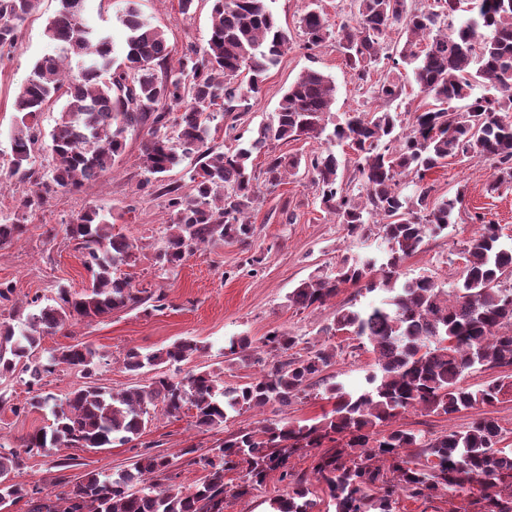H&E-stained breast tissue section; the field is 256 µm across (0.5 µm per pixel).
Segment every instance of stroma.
<instances>
[{"mask_svg":"<svg viewBox=\"0 0 512 512\" xmlns=\"http://www.w3.org/2000/svg\"><path fill=\"white\" fill-rule=\"evenodd\" d=\"M138 2L143 14L164 32L173 56L205 45L212 0H195L193 11L187 14L181 12L178 0ZM310 2L271 0L270 8L287 31L290 47L268 71L244 118L245 126L254 128L268 121L288 87L309 68L321 70L333 79L334 113L376 107L371 84L389 74L390 61L381 60L371 73V83L362 85L352 78L335 41L306 49L299 22ZM58 9L59 0H40L37 10L19 26L15 48L0 55V172L8 169L10 138L21 126L22 115L14 107L16 91L38 60L57 51L46 35V26ZM61 109V104H52L38 117L41 135L30 161V179L13 177L0 185V219L26 227L19 240L0 246V282H10L15 287L10 301L0 303V315L10 317L19 334L27 326V314L49 304L59 288L81 292L89 287L82 254L75 241L67 240L65 226L90 206L111 215L116 231L125 234L134 245L133 265L119 267L118 275L130 277L137 287L163 295L165 306L159 311L118 310L103 318L66 325L45 337L35 353L38 360H47L52 350L63 346L91 344L99 354L95 367L98 386L118 391L145 381L144 376L125 370L124 358L129 349L147 354L177 340L192 339L200 345V352L191 360L162 365V372L182 377L192 371L214 370L221 372L225 386L235 387L270 369L274 359L264 353L259 359L246 362L228 360L226 352L231 341L242 336L256 340L278 329L297 336L303 348L335 347L336 362L329 367V374L348 388L364 386L366 375L373 369L372 354L352 349L347 335L327 336L322 328L332 322L339 307L366 308L378 300V293H359L346 287L323 307L305 311L290 306L288 293L308 275L335 273L344 258L382 253L386 243L380 234L347 237L335 215L322 208L311 179L300 173L287 177L275 192L265 193L252 213L256 233L250 247L215 239L181 265L160 269L155 255L165 243L173 216L165 197L140 187L144 179L140 155L145 129L127 133L125 148L116 157L111 174L69 192L46 184L52 167L50 134ZM494 176L491 161L476 158L449 161L430 174L435 185L433 200L459 195L463 201L447 234L426 239L418 253L403 261V277L430 275L443 288L453 289L463 268V245L476 229L471 221L474 213H483L486 220L499 224L504 234L512 236V184L489 191ZM37 189L43 192L44 204L33 210L25 208L24 199ZM27 379V374L19 370L0 375V394L7 399L0 406V444L8 448L20 447L27 434L49 428L53 422L47 408L13 413V406L22 405L27 397ZM477 415L474 409L451 416L413 410L404 415L401 423L405 428L438 436L464 429ZM274 416V408L269 405L260 412L247 411L228 425L204 430L196 427L192 407H184L173 416L158 408L134 444L56 448L47 455L34 454L26 457L14 480L29 487L39 486L45 494L55 497L69 491L86 473L106 476L129 466L135 452L150 444L155 451L173 458V483L189 489L205 475L201 456L207 455L229 432L256 426L258 421ZM68 457L76 458L77 466L59 468V461ZM238 483L236 473L225 475L224 512H268L270 499L288 492L287 482L276 473L246 496L237 495Z\"/></svg>","mask_w":512,"mask_h":512,"instance_id":"35a3bbf8","label":"stroma"}]
</instances>
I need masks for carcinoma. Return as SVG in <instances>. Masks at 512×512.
Returning a JSON list of instances; mask_svg holds the SVG:
<instances>
[{"instance_id":"1","label":"carcinoma","mask_w":512,"mask_h":512,"mask_svg":"<svg viewBox=\"0 0 512 512\" xmlns=\"http://www.w3.org/2000/svg\"><path fill=\"white\" fill-rule=\"evenodd\" d=\"M40 0H0V50L16 45L21 22ZM60 9L46 34L60 48L57 56L37 61L19 87L16 111L31 122L11 139L10 173L24 179L23 165L38 142L37 117L60 99L65 104L50 135L53 166L48 178L57 187L78 190L112 170L131 128H147L141 168L144 186L160 184L175 219L156 256L160 268L180 264L213 239L250 245L255 234L250 214L260 203V188L271 192L284 174L300 167L312 175L320 204L336 215L349 236H364L379 227L387 249L378 255L344 259L336 275L311 274L288 294L290 305L318 309L350 285L381 298L367 310L341 307L326 336L346 332L354 349L374 355L367 387L350 391L328 382L324 372L336 353L327 348L295 351L296 337L274 329L259 345L244 336L229 347L242 362L259 351L277 356L272 368L236 387H225L213 371L192 372L180 380L164 373L147 383L118 392L87 385L57 403L37 388L41 371L57 365L94 376L97 352L83 343L57 350L48 367H25L30 397L14 412L52 406L51 431L30 433L20 452L0 451V504L27 499L28 512H223L224 475L241 473L237 494L245 495L277 472L289 481L286 498L270 500L268 512H313L317 501L306 479L288 469L289 457L306 448L332 446L313 456L312 474L329 497L334 512H393L396 496L430 498L444 491L448 502L469 487L478 495L463 510L448 512H512V448L501 447L503 429L492 416L475 418L464 430L429 437L397 422L409 411L423 409L451 416L463 410L493 406L512 393V379L501 377L472 385L473 373L512 367V238L499 225L485 222L463 251V275L448 292L428 275L400 279L398 269L418 252L425 238L438 236L455 223L461 196L430 204L435 191L427 176L459 156L489 159L495 168L490 185L512 182V0H470V16L452 28L448 16L462 0H437L440 10L412 6L410 0H353L355 22L337 29L323 11L311 8L300 18L306 48L313 50L336 38L351 76L370 79L383 44L392 31L403 38L392 57L393 68L411 66L416 83L432 102L415 108L402 126L388 106L403 94L390 77L376 82L372 111L344 114L328 126L335 102L333 80L306 69L288 87L270 119L251 134L242 117L260 92L265 74L288 51V33L281 28L268 0H213L206 45L170 61L171 50L160 29L145 21L134 0L121 22L128 30L121 60H116L109 34L84 16V0H59ZM248 68L247 82L237 81ZM484 93L475 96V87ZM179 115L169 120L170 111ZM228 117L224 137L231 146L218 152L209 142V123ZM325 138L347 147L354 161L349 178L342 162L328 148L303 161L277 155L273 145L301 137ZM268 155L255 173L253 153ZM193 159L192 192L162 183V175L184 159ZM411 177L414 190L399 188ZM24 225L0 222V244L22 235ZM66 237L80 245L91 287L83 293L61 289L53 303L28 317L26 332L0 322V372H12L28 360L45 337L69 322L99 318L115 310L136 309L163 298L139 289L115 269L132 262L133 245L95 208L66 225ZM454 338L453 349L443 341ZM200 351L193 340H178L149 354L132 348L125 368L135 375L149 367L180 363ZM325 387L334 408L312 423L267 421L259 428L230 433L211 454L200 458L207 474L191 490L172 484V459L141 453L130 466L109 476L89 473L65 497L41 496L13 481L23 454L48 448H109L136 440L149 422L150 408L175 415L189 405L198 427L213 428L241 411L269 404L281 407L305 398L310 389Z\"/></svg>"}]
</instances>
